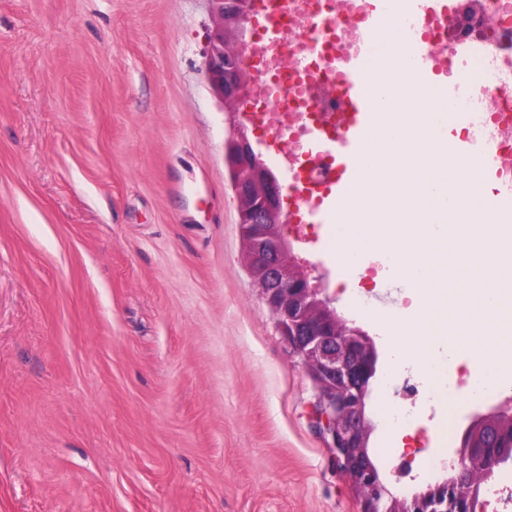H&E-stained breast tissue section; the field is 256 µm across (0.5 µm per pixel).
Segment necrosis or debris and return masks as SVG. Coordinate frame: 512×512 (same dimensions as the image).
Returning a JSON list of instances; mask_svg holds the SVG:
<instances>
[{"label":"necrosis or debris","mask_w":512,"mask_h":512,"mask_svg":"<svg viewBox=\"0 0 512 512\" xmlns=\"http://www.w3.org/2000/svg\"><path fill=\"white\" fill-rule=\"evenodd\" d=\"M370 0H278L281 37L255 33L253 64L259 72L249 97L250 119L268 141L285 145L288 202L314 210L333 165L312 148L315 128L335 124L342 104L341 57L359 50L361 20ZM424 31L441 73L461 78L454 45L479 50L482 77H470L463 104L477 112L468 133L474 151L494 138L498 174L512 182V0H451L447 14L428 18Z\"/></svg>","instance_id":"1"}]
</instances>
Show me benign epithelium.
<instances>
[{"mask_svg":"<svg viewBox=\"0 0 512 512\" xmlns=\"http://www.w3.org/2000/svg\"><path fill=\"white\" fill-rule=\"evenodd\" d=\"M213 28L206 52L205 75L224 102L228 135L226 163L238 203L246 258L253 276L264 285L260 295L288 345L313 381L315 422L336 466L344 473L361 512H453L456 498L487 482L501 461L476 455L451 463V474L431 488L410 495L387 488L380 472L365 463L374 433L367 410L370 385L378 365L373 338L347 320L333 305L314 267L296 254L285 233L288 213L281 207V186L249 136L247 101L256 75L245 40L251 22V0H209ZM512 425V405L475 413L465 432Z\"/></svg>","mask_w":512,"mask_h":512,"instance_id":"7a95c632","label":"benign epithelium"}]
</instances>
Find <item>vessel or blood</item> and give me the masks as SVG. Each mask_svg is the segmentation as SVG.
<instances>
[{"instance_id": "obj_1", "label": "vessel or blood", "mask_w": 512, "mask_h": 512, "mask_svg": "<svg viewBox=\"0 0 512 512\" xmlns=\"http://www.w3.org/2000/svg\"><path fill=\"white\" fill-rule=\"evenodd\" d=\"M438 6V0H374L365 17L360 50L342 64L347 90L344 132L335 135L317 133L316 152L322 157H334L342 175L337 181L336 195L324 209L315 212L316 223H341L348 210V186L360 169V157L381 127L379 111L386 100L376 79L378 72H393L408 67L422 84H429L434 73L431 48L422 36L421 21ZM399 23L406 35V56L377 53L376 37L386 32L391 23ZM452 211L476 210L488 223L512 231V182L501 185L492 193L455 190L448 194Z\"/></svg>"}]
</instances>
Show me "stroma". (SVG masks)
Here are the masks:
<instances>
[{"label": "stroma", "instance_id": "1", "mask_svg": "<svg viewBox=\"0 0 512 512\" xmlns=\"http://www.w3.org/2000/svg\"><path fill=\"white\" fill-rule=\"evenodd\" d=\"M211 30L209 0H0V512H360L245 260ZM296 251L377 343L370 415L414 416L371 443L413 492L512 389L442 407L364 313L411 310L388 265Z\"/></svg>", "mask_w": 512, "mask_h": 512}]
</instances>
